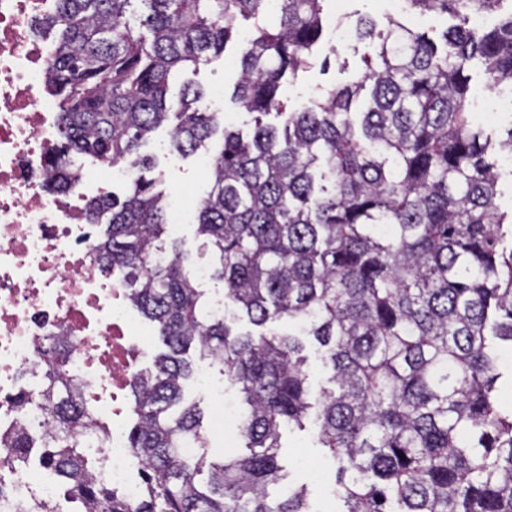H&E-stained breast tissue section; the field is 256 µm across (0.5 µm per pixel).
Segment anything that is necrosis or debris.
<instances>
[{
	"instance_id": "obj_1",
	"label": "necrosis or debris",
	"mask_w": 512,
	"mask_h": 512,
	"mask_svg": "<svg viewBox=\"0 0 512 512\" xmlns=\"http://www.w3.org/2000/svg\"><path fill=\"white\" fill-rule=\"evenodd\" d=\"M56 0H0V438L24 431L30 442L48 428L40 342L54 337L69 358V377L95 420L109 419L103 440L91 441L90 470L137 502L141 481L121 400L146 356L144 331L125 288L93 254L94 231L84 196L108 189L126 171L103 163L83 172L73 190L47 189V159L58 144V112L48 93L58 50L49 21ZM56 503L85 512L67 497L52 469L15 465L0 447V512L19 500Z\"/></svg>"
}]
</instances>
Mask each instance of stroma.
I'll list each match as a JSON object with an SVG mask.
<instances>
[{"mask_svg":"<svg viewBox=\"0 0 512 512\" xmlns=\"http://www.w3.org/2000/svg\"><path fill=\"white\" fill-rule=\"evenodd\" d=\"M324 11L331 19H356L368 16L379 27H386L388 17H395L408 26L425 31L433 40L453 25L447 14L429 13L418 15L404 8H394L391 0H326ZM240 52L237 41H229L224 54L210 64L201 66L197 72L177 74L170 83L168 102L171 107L179 105V90L183 82L192 80L205 88H219L223 92L221 109L232 118L234 126L250 133L252 117L233 101L238 78L235 60ZM364 45L356 42L341 43L332 33H325L314 50L311 66L296 78L287 79L280 99L287 111L298 112L310 106L319 87L341 86L355 81L363 70ZM146 154L155 157L157 165L153 171L171 201H179L183 187L202 191L204 175L197 167L196 158H181L170 152L165 130H158L151 142L145 146ZM211 385H201L198 380H188L184 385L186 402L197 404L202 412V433L207 438L205 454L208 459L222 458L225 452L243 453L244 441L238 433L246 407L235 388L226 386L219 367L211 369ZM223 422V429H216V422ZM279 462L283 467V486H306L314 512H341L343 504L334 495L335 470L333 461L316 443L314 429L298 431L283 429Z\"/></svg>","mask_w":512,"mask_h":512,"instance_id":"1","label":"stroma"}]
</instances>
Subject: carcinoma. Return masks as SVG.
Here are the masks:
<instances>
[{
  "mask_svg": "<svg viewBox=\"0 0 512 512\" xmlns=\"http://www.w3.org/2000/svg\"><path fill=\"white\" fill-rule=\"evenodd\" d=\"M269 2L58 0L49 93L63 142L48 160L49 188L76 182L75 154L143 172L123 198H97L87 211L93 224L107 219L97 260L168 352L132 382L129 444L145 465L137 504L88 471L91 415L63 388L66 358L51 343L40 346L41 457L88 512H313L304 485L270 492L282 479L281 430L312 421L337 464L342 512H512V411L496 389L499 351L512 349V213L496 203L497 156H512V128L495 142L468 110L476 60L488 87L512 90V12L478 36L470 15L504 0H406L458 19L441 48L394 18L383 32L359 17L356 37L372 48L361 76L280 128L264 118L283 115L281 83L310 67L327 21L325 0H280L274 14ZM241 17L257 20L235 87L253 115L248 139L209 111L193 81L178 111L167 103L174 71L224 53ZM365 90V111H353ZM162 126L183 157L221 135L195 222L231 320L206 310L177 242L168 264L149 258L169 214L140 149ZM283 317L294 329L268 328ZM241 318L253 329H234ZM304 337L328 373L313 403ZM193 346L248 406L249 453L193 465L181 455L188 439L206 447L196 408L182 405Z\"/></svg>",
  "mask_w": 512,
  "mask_h": 512,
  "instance_id": "cac0c4a2",
  "label": "carcinoma"
}]
</instances>
